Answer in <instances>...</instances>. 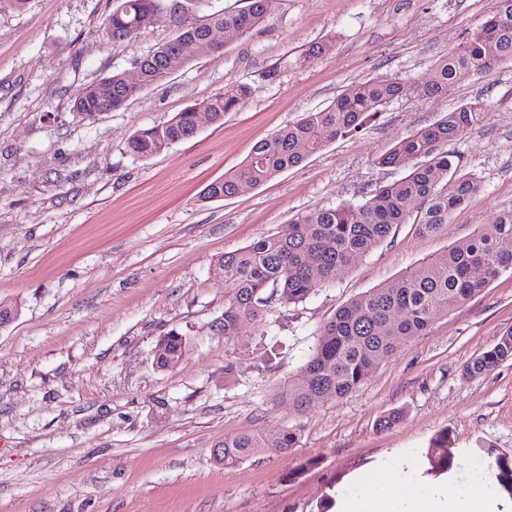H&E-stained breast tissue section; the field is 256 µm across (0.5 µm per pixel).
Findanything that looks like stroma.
<instances>
[{"label":"stroma","instance_id":"stroma-1","mask_svg":"<svg viewBox=\"0 0 512 512\" xmlns=\"http://www.w3.org/2000/svg\"><path fill=\"white\" fill-rule=\"evenodd\" d=\"M244 0H209L125 41L104 31L114 0H26L0 13V512H331L357 474L384 469L425 494L435 480L498 475L512 503V359L464 366L512 329V272L449 311L339 400L295 412L276 395L343 303L468 239L512 209V61L435 97L409 93L300 165L236 196L201 201L253 144L330 106L359 83H423L493 11L495 0H273L268 23L91 118L72 110L89 83ZM322 47L314 58L305 53ZM245 83L222 123L166 152L128 149L137 130ZM476 100L488 119L449 142L480 189L434 234L418 210L302 303L217 335L224 254L317 206L356 203L405 177L379 165L397 142ZM176 331L189 348L154 363ZM237 369L224 375L225 365ZM398 411L400 421L380 429ZM292 430L295 448L234 466L212 449L236 433ZM448 434L447 462L433 448ZM188 344V339L177 332L161 339L155 349L157 367L165 369L179 363L186 353Z\"/></svg>","mask_w":512,"mask_h":512}]
</instances>
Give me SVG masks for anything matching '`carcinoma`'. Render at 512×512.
Wrapping results in <instances>:
<instances>
[{
  "instance_id": "carcinoma-1",
  "label": "carcinoma",
  "mask_w": 512,
  "mask_h": 512,
  "mask_svg": "<svg viewBox=\"0 0 512 512\" xmlns=\"http://www.w3.org/2000/svg\"><path fill=\"white\" fill-rule=\"evenodd\" d=\"M501 1L508 8L494 9L456 51L439 60L425 85L407 84L395 77L358 85L329 107L309 112L255 143L244 163L209 184L202 199L232 197L244 186L266 183L337 137L359 129L367 116L410 90L424 96L446 94L450 86L474 70L489 71L511 61L512 0H496ZM204 2L117 0L104 29L114 41L130 40L147 26ZM271 3L246 0L237 11L214 12L205 22L183 28L170 41L134 60L133 67L141 73L139 84H128L124 72L114 71L87 85L76 99L74 111L90 116L107 105L114 111L122 108L136 94L208 55L212 49L210 27L222 28L228 36L246 35L268 22ZM250 96L251 87L245 83L229 86L163 125L138 130L128 148L140 157L166 151L197 134V112H207L211 122L220 123L224 113L237 109ZM488 114L489 106L484 102L459 106L379 157V164L392 167L410 158H425L404 178L379 186L358 203L312 208L277 234L224 254L216 270L231 289L224 296V312L216 330L228 339L237 335L242 321L262 324L267 307L274 301L284 307L305 301L321 283L335 280L341 270L384 241L394 226L405 223L414 202L420 204L419 230L437 232L479 190L474 174L461 173L460 161L448 153L446 146L480 126ZM450 174L455 180L449 188L445 181ZM511 242L512 210L392 282L342 304L321 326L306 361L288 378L279 399L302 412L316 400L346 397L403 344L480 293L502 273L512 271ZM478 266L483 268L480 276L475 274ZM188 344V339L177 332L161 339L155 349L157 367L165 369L179 363ZM508 359H512V329L467 364L464 372L474 377ZM296 441L290 429L238 433L224 437L214 459L224 466L236 465L262 452L286 453Z\"/></svg>"
}]
</instances>
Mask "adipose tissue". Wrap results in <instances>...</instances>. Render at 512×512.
<instances>
[{"mask_svg":"<svg viewBox=\"0 0 512 512\" xmlns=\"http://www.w3.org/2000/svg\"><path fill=\"white\" fill-rule=\"evenodd\" d=\"M357 483V494L338 499L336 512H497L494 483L488 477L469 486L441 481L422 497L404 492L398 474L373 473Z\"/></svg>","mask_w":512,"mask_h":512,"instance_id":"adipose-tissue-1","label":"adipose tissue"}]
</instances>
